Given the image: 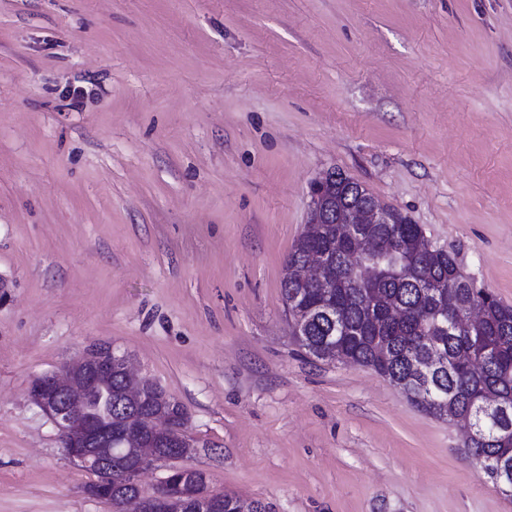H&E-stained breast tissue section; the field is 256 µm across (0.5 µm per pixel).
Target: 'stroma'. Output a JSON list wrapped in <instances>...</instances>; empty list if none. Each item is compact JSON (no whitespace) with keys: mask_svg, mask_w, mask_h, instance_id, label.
Segmentation results:
<instances>
[{"mask_svg":"<svg viewBox=\"0 0 512 512\" xmlns=\"http://www.w3.org/2000/svg\"><path fill=\"white\" fill-rule=\"evenodd\" d=\"M512 305V0H0V512H113L28 397L108 343L272 512H512L458 429L308 358L326 170Z\"/></svg>","mask_w":512,"mask_h":512,"instance_id":"stroma-1","label":"stroma"}]
</instances>
